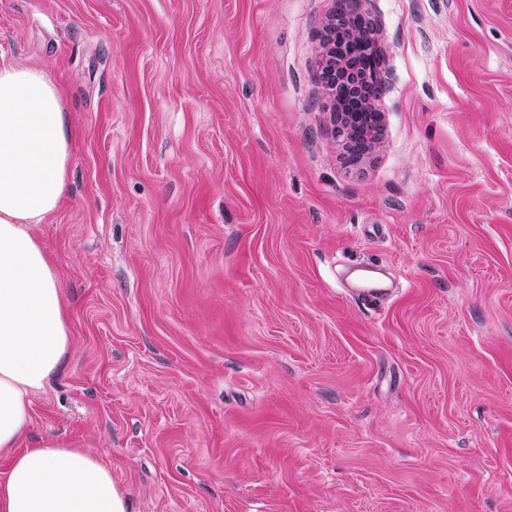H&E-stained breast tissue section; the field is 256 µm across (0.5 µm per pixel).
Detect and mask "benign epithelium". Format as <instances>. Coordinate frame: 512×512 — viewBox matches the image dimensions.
I'll list each match as a JSON object with an SVG mask.
<instances>
[{
    "label": "benign epithelium",
    "mask_w": 512,
    "mask_h": 512,
    "mask_svg": "<svg viewBox=\"0 0 512 512\" xmlns=\"http://www.w3.org/2000/svg\"><path fill=\"white\" fill-rule=\"evenodd\" d=\"M339 21L346 24V36L351 39L353 45L367 53L375 54L371 73L374 94L366 102L364 112H340L336 109V84L328 65L333 63L336 24ZM321 31L323 33L320 46L321 59L315 81L327 98L330 133L342 143L347 161L357 165L364 161L381 139L376 120L383 117L378 107L384 93V79L380 65L381 49L377 31L366 17L363 0H332V8L321 22Z\"/></svg>",
    "instance_id": "1"
}]
</instances>
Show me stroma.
Instances as JSON below:
<instances>
[{
	"label": "stroma",
	"instance_id": "stroma-1",
	"mask_svg": "<svg viewBox=\"0 0 512 512\" xmlns=\"http://www.w3.org/2000/svg\"><path fill=\"white\" fill-rule=\"evenodd\" d=\"M331 5L0 0V59L77 132L34 227L72 348L27 439L132 512H512V0H365L356 166L314 79Z\"/></svg>",
	"mask_w": 512,
	"mask_h": 512
}]
</instances>
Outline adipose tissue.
Listing matches in <instances>:
<instances>
[{"mask_svg":"<svg viewBox=\"0 0 512 512\" xmlns=\"http://www.w3.org/2000/svg\"><path fill=\"white\" fill-rule=\"evenodd\" d=\"M75 131L44 71L0 64V512H130L100 458L72 443L26 446L32 398L66 365L70 312L32 227L69 191Z\"/></svg>","mask_w":512,"mask_h":512,"instance_id":"obj_1","label":"adipose tissue"}]
</instances>
